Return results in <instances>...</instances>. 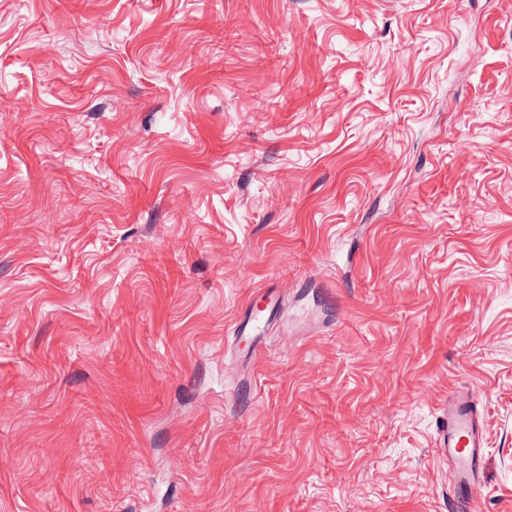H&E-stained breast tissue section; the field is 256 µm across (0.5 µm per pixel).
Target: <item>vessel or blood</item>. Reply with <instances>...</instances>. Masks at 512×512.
I'll return each mask as SVG.
<instances>
[{"instance_id":"vessel-or-blood-1","label":"vessel or blood","mask_w":512,"mask_h":512,"mask_svg":"<svg viewBox=\"0 0 512 512\" xmlns=\"http://www.w3.org/2000/svg\"><path fill=\"white\" fill-rule=\"evenodd\" d=\"M447 420L438 431V447L448 459V481L456 505L477 495L484 466V435L478 399L461 389L448 396Z\"/></svg>"}]
</instances>
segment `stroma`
<instances>
[{"mask_svg":"<svg viewBox=\"0 0 512 512\" xmlns=\"http://www.w3.org/2000/svg\"><path fill=\"white\" fill-rule=\"evenodd\" d=\"M460 388L512 512V0H0V512H449Z\"/></svg>","mask_w":512,"mask_h":512,"instance_id":"obj_1","label":"stroma"}]
</instances>
